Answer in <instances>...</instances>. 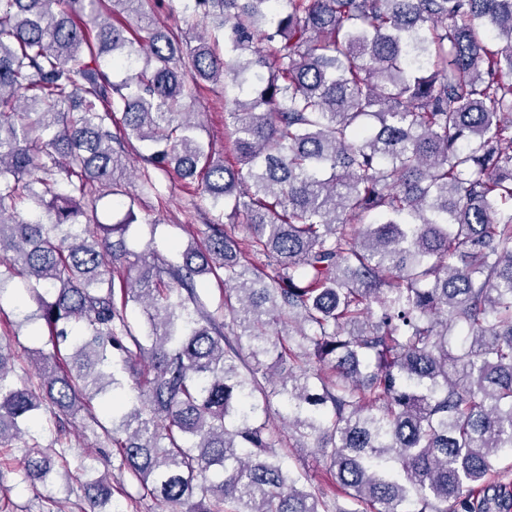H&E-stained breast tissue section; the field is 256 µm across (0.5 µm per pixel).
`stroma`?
I'll return each mask as SVG.
<instances>
[{"mask_svg":"<svg viewBox=\"0 0 512 512\" xmlns=\"http://www.w3.org/2000/svg\"><path fill=\"white\" fill-rule=\"evenodd\" d=\"M184 108L200 113L202 126L199 134L209 143L217 159L232 160V138L224 126L225 101L222 95L204 92L193 100H185ZM146 149L143 142L131 140L125 145V165L115 176L131 194L130 205L118 206L111 198L98 201L89 214L94 224H111L134 213L137 226L131 244L142 249L149 238L148 227L159 224L160 234H171L177 248H184L201 240L207 225L226 223L224 210L212 208L202 196L197 184L188 183L162 174H155L156 190L141 191L139 175L143 167L141 157ZM23 445L0 450V512H80L82 491L66 493L59 485L31 486L24 481L19 461Z\"/></svg>","mask_w":512,"mask_h":512,"instance_id":"obj_1","label":"stroma"}]
</instances>
